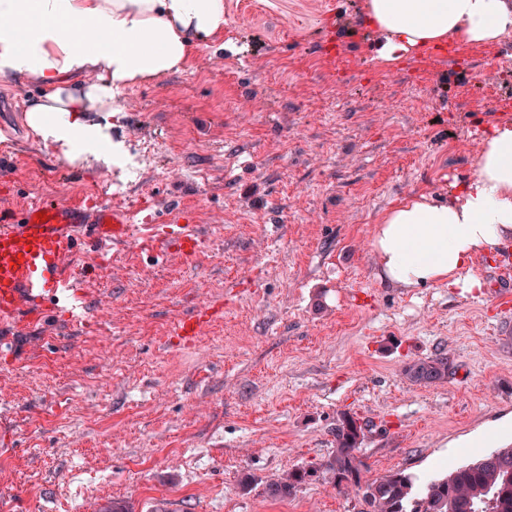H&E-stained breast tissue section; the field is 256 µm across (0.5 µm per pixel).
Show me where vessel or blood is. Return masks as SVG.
Returning a JSON list of instances; mask_svg holds the SVG:
<instances>
[{
	"instance_id": "obj_1",
	"label": "vessel or blood",
	"mask_w": 512,
	"mask_h": 512,
	"mask_svg": "<svg viewBox=\"0 0 512 512\" xmlns=\"http://www.w3.org/2000/svg\"><path fill=\"white\" fill-rule=\"evenodd\" d=\"M135 213L121 205L78 206L45 201L0 221V320L33 322L46 311L47 301L96 279L100 268L90 267L73 276L67 259L77 243L69 229L74 224L93 226L86 240L95 251L129 246L148 254L175 252L188 259L201 250L209 234L205 224H181L176 230H158L144 238L132 235ZM223 304L206 300L194 304L177 321L174 334L190 346L205 335L221 315Z\"/></svg>"
}]
</instances>
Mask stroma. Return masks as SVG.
Listing matches in <instances>:
<instances>
[{
	"instance_id": "stroma-1",
	"label": "stroma",
	"mask_w": 512,
	"mask_h": 512,
	"mask_svg": "<svg viewBox=\"0 0 512 512\" xmlns=\"http://www.w3.org/2000/svg\"><path fill=\"white\" fill-rule=\"evenodd\" d=\"M365 0H225L223 41L177 73L121 92L103 139L113 164L67 160L32 136L0 81V210L39 200L135 204L208 224L193 261L129 247L0 354V512H101L83 489L108 461L132 512H361L317 479L275 499V474L326 460L341 412L369 429L367 478L425 483L512 446V247L479 257L481 291L405 290L376 275L373 229L398 202L447 199L471 179L487 131L512 121V35L450 39L395 65L376 57ZM493 70L487 85L479 75ZM224 313L195 345L172 342L202 299ZM445 352L455 370L404 374ZM249 488H242L243 478ZM454 368L453 360L447 353L433 357L414 360L405 367V375L409 380L420 386H430L448 378Z\"/></svg>"
}]
</instances>
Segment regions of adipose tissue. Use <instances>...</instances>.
I'll list each match as a JSON object with an SVG mask.
<instances>
[{
	"mask_svg": "<svg viewBox=\"0 0 512 512\" xmlns=\"http://www.w3.org/2000/svg\"><path fill=\"white\" fill-rule=\"evenodd\" d=\"M377 57L397 63L454 36L476 44L512 33V0H366ZM84 47H76V36ZM224 36V0H0V80L37 81L35 135L74 155L106 154L101 116L124 88L180 71L198 41ZM97 72L99 81L77 84ZM512 241V123L493 126L475 175L435 202L409 198L374 228L378 276L396 288L443 284L473 292L478 256Z\"/></svg>",
	"mask_w": 512,
	"mask_h": 512,
	"instance_id": "ef3b65f1",
	"label": "adipose tissue"
}]
</instances>
